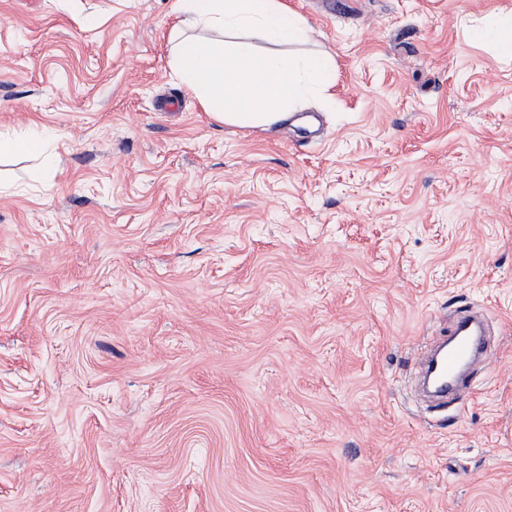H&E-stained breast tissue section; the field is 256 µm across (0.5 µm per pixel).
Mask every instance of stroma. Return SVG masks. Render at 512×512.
Returning a JSON list of instances; mask_svg holds the SVG:
<instances>
[{"label":"stroma","instance_id":"obj_1","mask_svg":"<svg viewBox=\"0 0 512 512\" xmlns=\"http://www.w3.org/2000/svg\"><path fill=\"white\" fill-rule=\"evenodd\" d=\"M288 121L170 76L176 0H0V512H512V0H283ZM498 350L427 409L425 342ZM0 150L1 152L2 150H11L29 154L40 153L43 150V144L39 125L35 122L31 123L25 137L4 144L0 142ZM478 319L476 314L466 310L457 314L448 327V353L443 361V369L451 380L448 390L441 397L450 398L466 385L467 377L459 371L463 362L492 355L486 337L472 333Z\"/></svg>","mask_w":512,"mask_h":512}]
</instances>
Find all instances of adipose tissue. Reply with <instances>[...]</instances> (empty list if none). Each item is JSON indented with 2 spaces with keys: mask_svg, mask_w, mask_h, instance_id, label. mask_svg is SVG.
<instances>
[{
  "mask_svg": "<svg viewBox=\"0 0 512 512\" xmlns=\"http://www.w3.org/2000/svg\"><path fill=\"white\" fill-rule=\"evenodd\" d=\"M177 11L184 26L223 36L180 38L170 61L173 78L218 122L267 127L288 120L328 77L327 58L285 52L306 38L308 27L282 0H177Z\"/></svg>",
  "mask_w": 512,
  "mask_h": 512,
  "instance_id": "1",
  "label": "adipose tissue"
}]
</instances>
